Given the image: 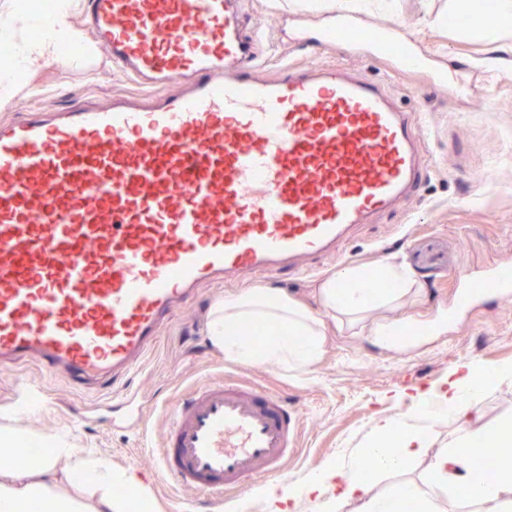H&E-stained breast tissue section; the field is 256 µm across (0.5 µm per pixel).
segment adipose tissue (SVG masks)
<instances>
[{"mask_svg": "<svg viewBox=\"0 0 512 512\" xmlns=\"http://www.w3.org/2000/svg\"><path fill=\"white\" fill-rule=\"evenodd\" d=\"M78 0H55L50 13L13 9L0 23V40L17 42L15 58L0 66V109L29 93V84L20 82L18 72L40 62L60 60L61 49L76 44L82 35L75 24ZM384 277L395 280L396 288L383 296L375 295L362 272L352 268L325 281L319 289L322 309L335 318L378 310L372 332L391 339L399 326L391 317L406 288L416 282L406 268L382 267ZM248 325L275 326L280 330L266 347L240 337L239 329ZM208 333L212 344L223 349L225 357L237 361L256 359L285 362L298 368L314 365L323 344V324L308 308L287 295L269 288H254L225 296L209 315ZM512 377V368H492L474 373L469 364H459L448 378L447 387L416 393L409 398L401 422H389L399 439L395 453H388L380 441H373L353 464L328 465L318 477L302 485L297 498L323 500L329 512H339L347 501L359 503V512H395L398 498L417 500L420 512H442L440 506L415 484L398 485L394 491H374L367 482L368 472L395 469L421 455L428 445L431 427L453 418L459 421L475 413L486 379ZM16 440L14 431L0 432V512H113L112 492L121 485L142 487V478L132 470L115 471L109 460L93 455L79 456L64 444H56L48 465L36 468L25 458L11 455ZM499 447L496 476L482 475L475 464L485 445ZM65 473L72 483L93 493L92 502L63 496L58 491L57 475ZM431 482L450 490L456 497L480 506L481 512H512V425L464 426L451 449L437 455L429 470Z\"/></svg>", "mask_w": 512, "mask_h": 512, "instance_id": "obj_1", "label": "adipose tissue"}]
</instances>
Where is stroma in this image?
<instances>
[{
    "mask_svg": "<svg viewBox=\"0 0 512 512\" xmlns=\"http://www.w3.org/2000/svg\"><path fill=\"white\" fill-rule=\"evenodd\" d=\"M480 4L471 0L459 11L453 0H345L337 10L330 0H246L241 26L257 40L264 76L280 75L287 64L326 63L387 82L414 126L428 128V175L417 194L357 227L334 253L316 259L309 274L257 273L238 283L203 285L194 300L176 308L131 381L141 414L111 397L88 410L86 398L61 379L31 365L0 366V427L20 429L23 444L50 447L62 439L76 451L108 458L114 470L136 471L148 486V512H218L207 498L178 488L157 470L168 428L164 407L200 383L233 379L288 398L297 420L288 468L300 484L329 463L350 462L400 413L406 392L440 388L458 363L481 370L512 366V302L484 297L468 309L455 305L462 271L512 264V29L487 38ZM339 13L370 28L398 26L447 71L448 85H430L424 73H393L387 60L349 54L339 43L296 41L299 30L315 31ZM24 77L31 92L0 111V120L22 119L33 107H102L113 94L139 89L102 55L93 63H46ZM387 263L408 268L421 287L397 311L408 331L399 346L380 343L368 321L330 320L319 361L299 369L231 360L210 341L209 313L227 294L271 288L316 313L325 280L356 267L380 293L379 270ZM456 428L450 421L431 428L426 455L405 468L370 472L375 491L406 481L424 484L432 458L449 448Z\"/></svg>",
    "mask_w": 512,
    "mask_h": 512,
    "instance_id": "obj_1",
    "label": "stroma"
}]
</instances>
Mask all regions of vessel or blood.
Instances as JSON below:
<instances>
[{
	"instance_id": "obj_1",
	"label": "vessel or blood",
	"mask_w": 512,
	"mask_h": 512,
	"mask_svg": "<svg viewBox=\"0 0 512 512\" xmlns=\"http://www.w3.org/2000/svg\"><path fill=\"white\" fill-rule=\"evenodd\" d=\"M239 7L87 0L89 32L152 100L0 124V364L107 393L202 284L303 270L418 190L425 136L385 84L340 66L256 77ZM350 30L352 52L447 83L392 26L370 33L342 17L316 40ZM175 77L186 90L163 93ZM491 293L512 300L511 266H492L456 304ZM296 438L287 398L205 382L174 406L160 470L220 504L251 479L291 486Z\"/></svg>"
}]
</instances>
